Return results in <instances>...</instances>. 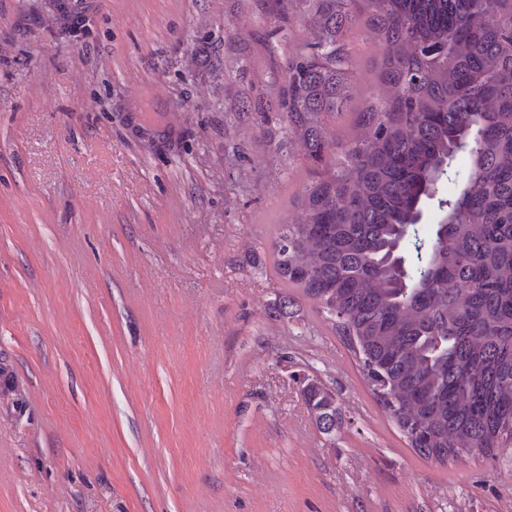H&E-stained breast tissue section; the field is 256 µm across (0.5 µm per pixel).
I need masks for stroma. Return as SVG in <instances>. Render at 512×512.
Returning <instances> with one entry per match:
<instances>
[{
    "label": "stroma",
    "mask_w": 512,
    "mask_h": 512,
    "mask_svg": "<svg viewBox=\"0 0 512 512\" xmlns=\"http://www.w3.org/2000/svg\"><path fill=\"white\" fill-rule=\"evenodd\" d=\"M306 36L268 0H0V512H512V446L426 459L313 303L273 311L310 174L242 100ZM305 400L316 416L324 415L330 423L336 420L335 430L339 427L342 422L341 411L332 391L325 386H316L308 391Z\"/></svg>",
    "instance_id": "1"
}]
</instances>
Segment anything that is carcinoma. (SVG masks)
I'll list each match as a JSON object with an SVG mask.
<instances>
[{"mask_svg": "<svg viewBox=\"0 0 512 512\" xmlns=\"http://www.w3.org/2000/svg\"><path fill=\"white\" fill-rule=\"evenodd\" d=\"M272 0L309 16L277 97L312 176L276 225L272 265L312 301L353 353L410 445L445 462L512 445V0ZM361 24L376 67L351 69ZM379 88L331 124L354 82ZM469 178L435 196L456 155ZM434 200L441 219L422 224ZM308 407L341 424L335 394Z\"/></svg>", "mask_w": 512, "mask_h": 512, "instance_id": "carcinoma-1", "label": "carcinoma"}]
</instances>
